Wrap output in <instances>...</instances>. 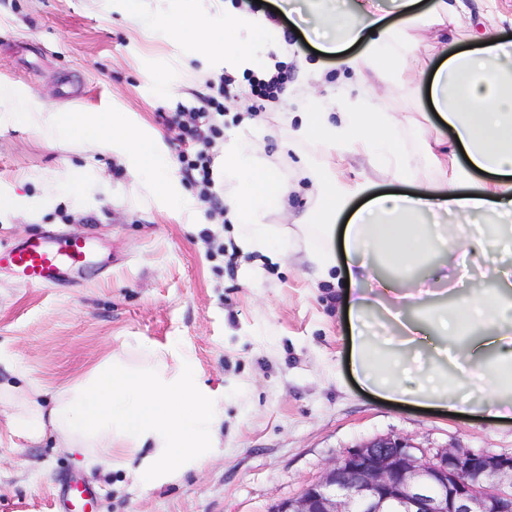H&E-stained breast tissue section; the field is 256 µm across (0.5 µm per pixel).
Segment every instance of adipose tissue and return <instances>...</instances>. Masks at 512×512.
I'll list each match as a JSON object with an SVG mask.
<instances>
[{
  "label": "adipose tissue",
  "instance_id": "1",
  "mask_svg": "<svg viewBox=\"0 0 512 512\" xmlns=\"http://www.w3.org/2000/svg\"><path fill=\"white\" fill-rule=\"evenodd\" d=\"M398 22L386 19L374 0H304L296 12L328 53H338L361 96L374 95L373 80L399 86L427 82L435 112L453 143L443 154L429 152L426 131L417 141L439 179L414 194L387 193L367 199L351 215L342 235V257L329 242L334 222L362 187L342 180L329 150L342 142L348 152L395 171L402 182L416 174L412 157L399 150L405 137L386 112H358L340 98L331 112H303L288 128L289 144L311 146L305 170L315 187L317 235L304 246L303 262L314 284L336 288L349 322L352 372L358 383L385 401L456 414L484 413L512 419V252L500 251L508 230L485 224L491 215H512V46L492 31L453 42L432 76L411 62L413 29H435L441 39L460 30L473 12L466 0H390ZM149 33L167 34L209 46L216 24L224 26V70L237 75L260 70L263 51L277 28L264 15L225 9L166 13L146 8L135 17ZM355 54H348L350 46ZM0 117L19 122L44 139L72 127L92 139L111 141L133 172L162 193L171 191L170 164L153 141L110 129L101 117L62 115L0 84ZM465 161H458V152ZM227 215L237 226L239 248L267 250L279 230L267 217L283 209L287 186L267 166L258 141L229 136L222 148ZM483 173L484 182L473 180ZM451 213L478 219L472 232L441 224ZM479 253L480 280L455 287L449 272L462 261L460 242ZM391 318L398 333L368 331L371 314ZM14 403L13 435L39 442L54 430L61 447L80 453L101 476L119 472L124 486L155 489L202 470L220 441L224 410L204 384L189 352L132 338L83 376L55 391L52 408L44 389L0 383Z\"/></svg>",
  "mask_w": 512,
  "mask_h": 512
}]
</instances>
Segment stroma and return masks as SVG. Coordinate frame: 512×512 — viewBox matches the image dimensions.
Here are the masks:
<instances>
[{
    "label": "stroma",
    "mask_w": 512,
    "mask_h": 512,
    "mask_svg": "<svg viewBox=\"0 0 512 512\" xmlns=\"http://www.w3.org/2000/svg\"><path fill=\"white\" fill-rule=\"evenodd\" d=\"M140 0H0V83L64 112H95L114 125L159 134L162 153L177 150L165 117L178 104L210 95L212 70L193 41L165 30L141 33L132 16ZM285 96L255 119L246 78L224 99V131L260 138L268 166L290 192L285 213L270 214L290 249L303 247L301 224L315 203L304 175L311 150L287 147L275 131L292 112H311L297 96L322 69L327 96L348 76L334 54L294 38ZM381 111L409 130L448 139L423 85L388 94ZM52 178V189L36 175ZM176 193L194 198V214H176L131 173L109 144L77 136L44 140L19 123L0 124V247L56 234L86 236L93 263L57 288L21 286L0 267V379L19 362L28 378L71 384L127 336L192 351L201 379L224 400V435L209 465L175 485L127 491L115 472L107 485L88 475L78 455L12 435L10 404H0V512H51L71 479L96 492L94 512H268L296 496L348 447L374 436L399 435L434 448L512 453V420L461 417L400 406L363 392L349 366L344 318L331 285L313 288L305 266L270 262L261 253L226 250L236 227L180 168ZM235 269H228V262ZM265 270L261 287L249 271Z\"/></svg>",
    "instance_id": "35a3bbf8"
}]
</instances>
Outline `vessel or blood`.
<instances>
[{
	"mask_svg": "<svg viewBox=\"0 0 512 512\" xmlns=\"http://www.w3.org/2000/svg\"><path fill=\"white\" fill-rule=\"evenodd\" d=\"M89 259V242L84 238L66 237L51 243L38 237L7 249L0 248V266L13 269L26 287H56L65 272L82 269ZM93 501L90 487L78 482L70 484L64 493L68 512H85Z\"/></svg>",
	"mask_w": 512,
	"mask_h": 512,
	"instance_id": "b4317fda",
	"label": "vessel or blood"
}]
</instances>
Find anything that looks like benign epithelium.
Instances as JSON below:
<instances>
[{
    "label": "benign epithelium",
    "mask_w": 512,
    "mask_h": 512,
    "mask_svg": "<svg viewBox=\"0 0 512 512\" xmlns=\"http://www.w3.org/2000/svg\"><path fill=\"white\" fill-rule=\"evenodd\" d=\"M269 512H512V454L442 448L392 434L345 450Z\"/></svg>",
    "instance_id": "7a95c632"
}]
</instances>
